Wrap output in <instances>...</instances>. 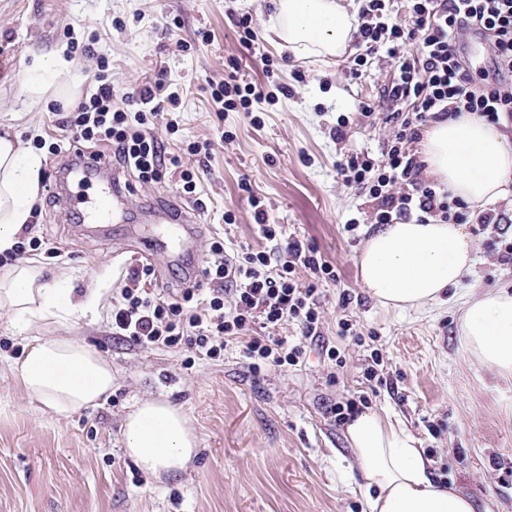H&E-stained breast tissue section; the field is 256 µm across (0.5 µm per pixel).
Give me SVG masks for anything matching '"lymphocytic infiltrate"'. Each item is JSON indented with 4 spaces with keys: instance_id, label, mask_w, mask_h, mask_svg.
Returning <instances> with one entry per match:
<instances>
[{
    "instance_id": "obj_1",
    "label": "lymphocytic infiltrate",
    "mask_w": 512,
    "mask_h": 512,
    "mask_svg": "<svg viewBox=\"0 0 512 512\" xmlns=\"http://www.w3.org/2000/svg\"><path fill=\"white\" fill-rule=\"evenodd\" d=\"M388 0H362L358 35L365 47L355 65L368 55L385 52L396 78L385 88L395 109V127L386 144L385 164L366 153L348 155L336 170L345 186L365 192L374 204L378 224H465L477 219L487 232V251L500 265L512 266V240L502 217L489 210L478 214L447 188L423 176L424 163L417 145L421 128L430 121L476 115L499 126H512V0H407L408 20H390ZM488 39L494 60L491 81L475 86L464 60L461 43L471 30ZM107 60H100L97 88L80 101L62 125L70 136L53 144V152L83 157V144L102 145L142 183H157L170 169L179 171L181 193L196 194L199 175L183 167L180 155L165 152L151 127L169 101L164 76L133 90L138 109L127 112L112 105V79ZM282 84L226 82L211 96L224 112H250L253 104H276L287 94ZM254 218L268 241L267 250L228 253L223 241L213 240L202 268L201 282L189 284L176 295H144L140 283L150 266L133 269L112 302V334L145 350L168 348L186 351L184 369L195 362L222 359L228 345H236L256 377L298 365L305 340L321 336L319 287L337 273L317 247L284 235L270 223L261 198L249 195ZM297 326L300 342L279 336L283 325Z\"/></svg>"
}]
</instances>
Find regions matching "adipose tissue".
I'll return each instance as SVG.
<instances>
[{
    "label": "adipose tissue",
    "mask_w": 512,
    "mask_h": 512,
    "mask_svg": "<svg viewBox=\"0 0 512 512\" xmlns=\"http://www.w3.org/2000/svg\"><path fill=\"white\" fill-rule=\"evenodd\" d=\"M272 9L267 39L300 56L341 57L357 32L355 18L339 0H265ZM70 64L57 56L27 67L24 91L40 103L49 89L67 92ZM421 155L426 171L472 207L512 195V140L497 126L472 115L429 123ZM42 159L20 137L0 135V252L13 249L29 224L40 192ZM474 244L461 224H384L366 239L356 258L362 288L382 306L418 309L441 302L448 289L473 274ZM100 289L75 299L66 276L45 281L26 261L0 274V310L27 328L65 325L94 305ZM459 334L482 365L512 374V290L471 293ZM20 381L28 395L55 415L79 411L109 393L112 363L69 336L20 337ZM368 489L369 512H475L473 499L448 488L433 474L419 440L400 420L365 411L346 428ZM126 453L146 473L177 475L197 453L188 417L169 402L146 399L123 423Z\"/></svg>",
    "instance_id": "obj_1"
}]
</instances>
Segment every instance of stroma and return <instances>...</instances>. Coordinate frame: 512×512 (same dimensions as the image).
I'll list each match as a JSON object with an SVG mask.
<instances>
[{"instance_id": "35a3bbf8", "label": "stroma", "mask_w": 512, "mask_h": 512, "mask_svg": "<svg viewBox=\"0 0 512 512\" xmlns=\"http://www.w3.org/2000/svg\"><path fill=\"white\" fill-rule=\"evenodd\" d=\"M241 16L251 18L256 42L241 41ZM266 21L256 0H0V84L17 86L39 55L58 52L71 64L67 102L50 90L34 107L19 94L0 106V125H13L42 157L28 229L42 245L22 258L36 261L46 281L67 273L77 296L103 287L94 308L47 333L93 347L116 377L95 405L66 417L44 412L16 372L24 327L0 311V339L10 346L0 350V512H367L345 429L326 414L329 404L361 393L370 410L405 423L441 481L480 510L512 512V377L479 364L460 342L466 288L398 311L381 307L359 283L355 260L372 227V206L343 184L336 163L356 152L381 158L394 128L382 97L395 76L391 60L381 52L351 72L360 52L353 44L329 67L297 58L266 40ZM182 41L189 50H179ZM101 55L112 69V101L124 110L133 88L164 73L179 95V127L165 145L203 172L194 201L180 196L176 173L157 184L128 179L122 212L94 230L73 217L58 184L61 158L49 145L65 136L64 112L94 91ZM264 55L274 62L270 78L287 85L288 95L272 106L255 104L258 126L245 113L218 111L213 87L230 79L265 82ZM341 116L349 124L337 141L330 131ZM205 140L210 158L186 154L189 142ZM245 178L265 201L270 223L315 244L339 274L324 287L322 336L306 342L302 364L256 379L230 346L222 360L197 361L188 373L180 352L113 340L111 297L138 264L136 239L166 230L148 218L149 203L166 199L186 211L198 259L214 238L239 250L266 248L239 188ZM228 212L234 223H225ZM353 218L357 229L345 232ZM467 231L476 250L474 284L512 286V267L488 256L485 234L474 224ZM345 293L353 302L344 309ZM343 317L353 320L361 344L337 336ZM328 344L340 350L342 367L327 360ZM374 350L387 379L376 388L363 376ZM150 398L179 407L197 435V453L179 475L146 474L124 451L123 421L136 401ZM440 423L448 428L444 441L432 433Z\"/></svg>"}]
</instances>
